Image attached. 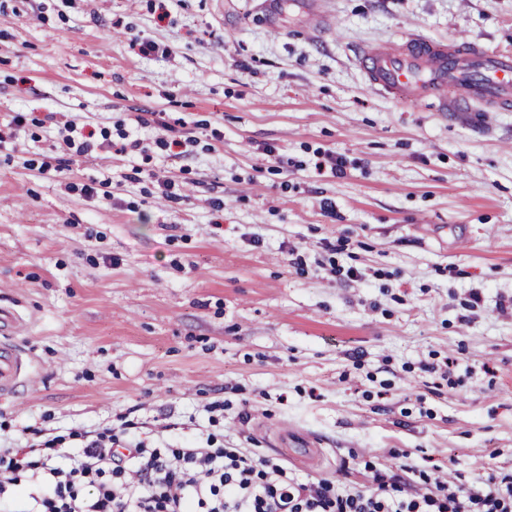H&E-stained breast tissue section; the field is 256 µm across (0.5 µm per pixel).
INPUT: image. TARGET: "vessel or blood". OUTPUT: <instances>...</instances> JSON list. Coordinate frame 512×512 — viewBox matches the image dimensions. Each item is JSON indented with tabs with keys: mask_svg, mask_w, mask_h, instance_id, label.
<instances>
[{
	"mask_svg": "<svg viewBox=\"0 0 512 512\" xmlns=\"http://www.w3.org/2000/svg\"><path fill=\"white\" fill-rule=\"evenodd\" d=\"M357 62L370 86L440 112H499L512 108V55L473 43L437 42L404 32L395 46H370ZM22 363L0 342V396L16 390Z\"/></svg>",
	"mask_w": 512,
	"mask_h": 512,
	"instance_id": "1",
	"label": "vessel or blood"
}]
</instances>
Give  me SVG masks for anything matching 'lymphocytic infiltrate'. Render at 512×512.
<instances>
[{
    "label": "lymphocytic infiltrate",
    "instance_id": "obj_1",
    "mask_svg": "<svg viewBox=\"0 0 512 512\" xmlns=\"http://www.w3.org/2000/svg\"><path fill=\"white\" fill-rule=\"evenodd\" d=\"M31 459L22 448H0V512H512V475L459 494L438 481L417 489L401 476L375 473L369 490L353 492L305 482L281 462L247 448H220L197 439L166 448L105 426L77 452Z\"/></svg>",
    "mask_w": 512,
    "mask_h": 512
}]
</instances>
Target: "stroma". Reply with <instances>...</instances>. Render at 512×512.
Instances as JSON below:
<instances>
[{"instance_id": "stroma-1", "label": "stroma", "mask_w": 512, "mask_h": 512, "mask_svg": "<svg viewBox=\"0 0 512 512\" xmlns=\"http://www.w3.org/2000/svg\"><path fill=\"white\" fill-rule=\"evenodd\" d=\"M408 29L512 52V0H0V441L127 422L360 491L512 473V111L374 91L358 51ZM52 112L140 147L73 157ZM22 363L15 349L0 342V396H8L16 390L21 376Z\"/></svg>"}]
</instances>
